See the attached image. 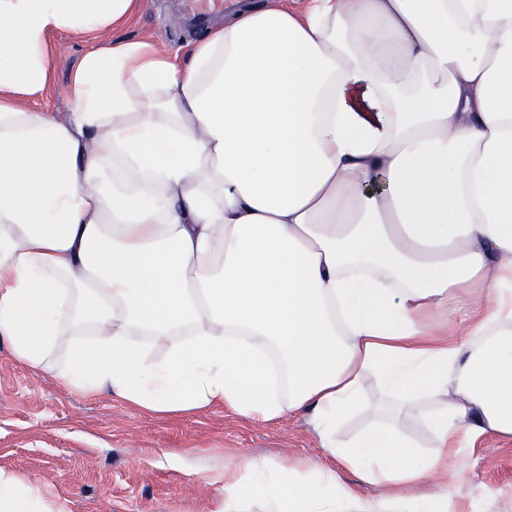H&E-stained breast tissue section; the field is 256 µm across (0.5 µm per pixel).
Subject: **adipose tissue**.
I'll return each mask as SVG.
<instances>
[{
	"instance_id": "1",
	"label": "adipose tissue",
	"mask_w": 512,
	"mask_h": 512,
	"mask_svg": "<svg viewBox=\"0 0 512 512\" xmlns=\"http://www.w3.org/2000/svg\"><path fill=\"white\" fill-rule=\"evenodd\" d=\"M145 7L0 0V337L134 409L306 415L327 463H227L214 512H465L426 487L512 440V0H259L175 53L111 38ZM59 31L103 36L65 118L27 105ZM0 512L65 510L0 470Z\"/></svg>"
}]
</instances>
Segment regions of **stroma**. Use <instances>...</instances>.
Listing matches in <instances>:
<instances>
[{"label": "stroma", "instance_id": "obj_1", "mask_svg": "<svg viewBox=\"0 0 512 512\" xmlns=\"http://www.w3.org/2000/svg\"><path fill=\"white\" fill-rule=\"evenodd\" d=\"M178 0H150L129 38L147 34L170 48L202 35ZM53 87L30 108L65 116L71 70L91 40L60 32ZM326 460L308 418L240 421L222 409L172 419L128 407L109 393L87 397L18 363L0 340V469L35 480L67 512H211L225 463L264 457ZM463 489L471 512H512V441L486 436L467 453Z\"/></svg>", "mask_w": 512, "mask_h": 512}]
</instances>
